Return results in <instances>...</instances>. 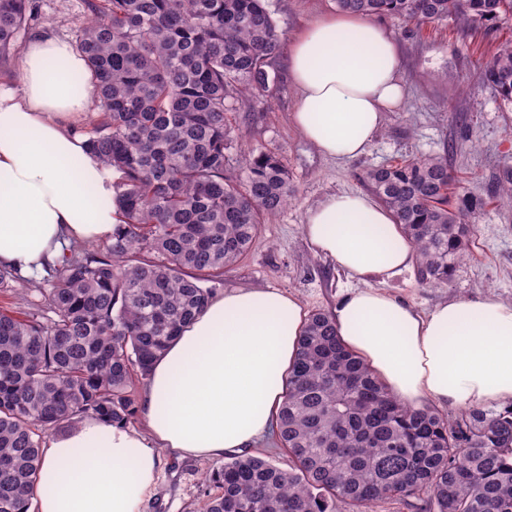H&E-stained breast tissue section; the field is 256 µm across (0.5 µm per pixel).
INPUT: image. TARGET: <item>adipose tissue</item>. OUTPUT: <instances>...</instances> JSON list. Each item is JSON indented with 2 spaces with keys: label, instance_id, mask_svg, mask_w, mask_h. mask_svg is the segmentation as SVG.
Instances as JSON below:
<instances>
[{
  "label": "adipose tissue",
  "instance_id": "adipose-tissue-1",
  "mask_svg": "<svg viewBox=\"0 0 512 512\" xmlns=\"http://www.w3.org/2000/svg\"><path fill=\"white\" fill-rule=\"evenodd\" d=\"M398 45L356 14L310 22L288 45L291 120L324 157L367 152L404 94ZM21 92L0 88V265L26 275L71 242L109 238L112 173L72 124L97 99L83 55L43 32L18 62ZM314 251L359 282L332 310L344 345L405 406L468 412L512 402V302L487 293L428 312L383 289L414 264L413 245L368 194L338 192L302 226ZM308 313L278 290L210 300L153 365L137 428L98 419L46 445L36 512H141L160 457L218 459L269 434Z\"/></svg>",
  "mask_w": 512,
  "mask_h": 512
}]
</instances>
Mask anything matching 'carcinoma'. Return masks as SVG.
Wrapping results in <instances>:
<instances>
[{"instance_id":"1","label":"carcinoma","mask_w":512,"mask_h":512,"mask_svg":"<svg viewBox=\"0 0 512 512\" xmlns=\"http://www.w3.org/2000/svg\"><path fill=\"white\" fill-rule=\"evenodd\" d=\"M342 11L463 28L512 14V0H336ZM76 48L100 105L87 149L118 173L122 216L100 250L74 243L45 267L22 316L0 311V512H29L42 435L77 416L124 427L135 376L211 298L207 283L251 247L295 189L284 156L256 148L227 175L229 99L265 87L281 48L267 0H83ZM36 0H0V70L37 19ZM485 78L512 101V41ZM364 182L417 252L425 286L451 282L473 225L453 203L444 156L410 157ZM284 469L231 455L206 512H371L414 499L428 512H512V408L450 420L392 397L310 312L276 421Z\"/></svg>"}]
</instances>
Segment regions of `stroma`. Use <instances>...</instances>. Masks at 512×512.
<instances>
[{"instance_id": "35a3bbf8", "label": "stroma", "mask_w": 512, "mask_h": 512, "mask_svg": "<svg viewBox=\"0 0 512 512\" xmlns=\"http://www.w3.org/2000/svg\"><path fill=\"white\" fill-rule=\"evenodd\" d=\"M269 7L285 43L313 18L338 11L336 0H269ZM87 21L82 0H40L33 30H48L71 42ZM381 22L399 45L407 95L388 112L364 155L335 162L301 139L290 121L295 91L286 52L272 60L266 88L237 112L238 133L229 152L232 172H239L252 149L278 150L295 193L285 209L263 224L252 247L224 270L214 295L272 288L297 296L307 310H332L357 282L331 259L315 254L304 238L307 209L327 194L362 190L370 169L444 154L460 196L472 205L468 221L475 231L469 255L450 283L424 287L411 270L384 286L422 310L488 292L512 301V199L495 193L504 172L512 171V102L502 100L484 76L497 45L512 40V17L470 29L450 20L419 25L385 16ZM216 465L213 459L162 455L157 485L141 512H204L203 480Z\"/></svg>"}]
</instances>
